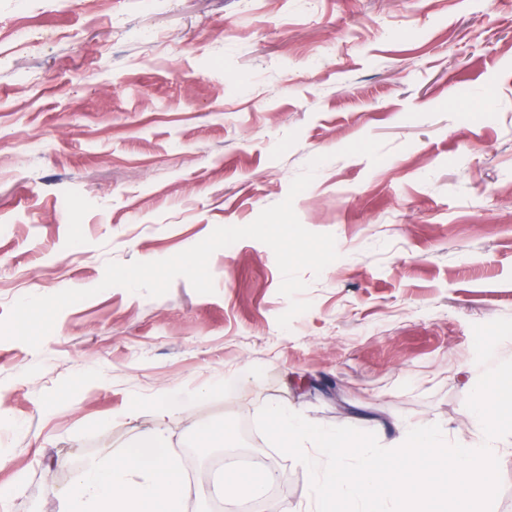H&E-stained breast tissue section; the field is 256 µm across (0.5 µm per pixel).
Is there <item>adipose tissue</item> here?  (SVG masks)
Returning a JSON list of instances; mask_svg holds the SVG:
<instances>
[{"label": "adipose tissue", "instance_id": "ef3b65f1", "mask_svg": "<svg viewBox=\"0 0 512 512\" xmlns=\"http://www.w3.org/2000/svg\"><path fill=\"white\" fill-rule=\"evenodd\" d=\"M183 478L162 431L142 433L111 464L77 472L59 512H181Z\"/></svg>", "mask_w": 512, "mask_h": 512}]
</instances>
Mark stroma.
<instances>
[{
  "label": "stroma",
  "mask_w": 512,
  "mask_h": 512,
  "mask_svg": "<svg viewBox=\"0 0 512 512\" xmlns=\"http://www.w3.org/2000/svg\"><path fill=\"white\" fill-rule=\"evenodd\" d=\"M365 137L380 163L343 155ZM321 155L294 210L338 257L302 271L288 329L254 239L212 254L211 294L100 289L108 262L250 224ZM91 288L39 349L0 339L5 512H58L150 429L190 472L193 424L227 419L274 481L240 501L209 467L185 512H311L307 469L256 426L269 404L471 442L466 382L512 360V0H0V318ZM248 364L235 393L146 407ZM207 393L203 388L185 392L176 389H163L154 399L153 408L160 414H170L184 408L186 404Z\"/></svg>",
  "instance_id": "stroma-1"
}]
</instances>
